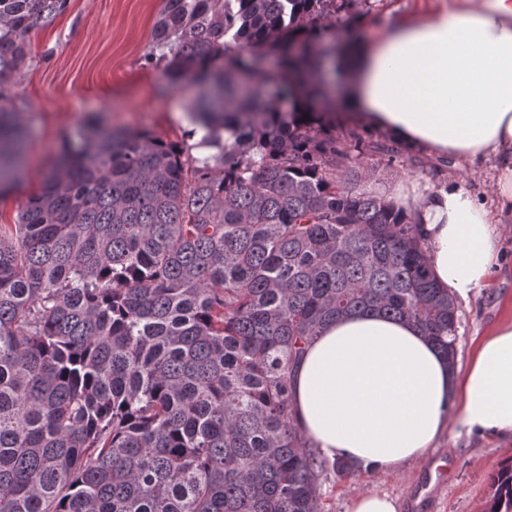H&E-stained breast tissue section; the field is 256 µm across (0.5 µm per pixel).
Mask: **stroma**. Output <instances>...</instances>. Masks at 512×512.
Here are the masks:
<instances>
[{
  "mask_svg": "<svg viewBox=\"0 0 512 512\" xmlns=\"http://www.w3.org/2000/svg\"><path fill=\"white\" fill-rule=\"evenodd\" d=\"M421 6L422 0H355L349 11L331 15L326 24L343 42L361 43L374 38L376 20ZM162 7V0H67L51 25L31 34L26 64L0 86V94L30 131L23 186L0 201V222L13 223L19 207L41 188L66 138L76 137L91 120L184 140L197 87L188 82L170 87L163 67L149 68L144 61ZM406 156V162L392 164L381 154H366L362 162L370 176L362 180V188L393 197L410 191L420 179L435 186L461 184L486 201L493 197L494 158L456 164L411 150ZM500 232V269L491 287L456 303L459 371L465 370L479 339L512 311V217ZM510 459L511 433L479 435L453 428L423 458L383 472L327 473L320 507L322 512H348L355 495L377 492L394 498L398 512H483L493 494V476ZM434 461L444 463L447 479L431 499L412 506L410 491L427 477Z\"/></svg>",
  "mask_w": 512,
  "mask_h": 512,
  "instance_id": "stroma-1",
  "label": "stroma"
}]
</instances>
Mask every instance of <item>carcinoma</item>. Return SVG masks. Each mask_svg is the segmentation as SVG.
Here are the masks:
<instances>
[{
    "label": "carcinoma",
    "instance_id": "cac0c4a2",
    "mask_svg": "<svg viewBox=\"0 0 512 512\" xmlns=\"http://www.w3.org/2000/svg\"><path fill=\"white\" fill-rule=\"evenodd\" d=\"M65 3L0 0V84ZM351 3L163 0L146 65L212 89L201 138L91 129L0 224V512H319L327 470L350 469L294 423L305 346L363 310L416 322L455 366L420 225L351 185L367 173L336 179L354 152L399 151L315 108L323 21ZM13 116L0 105V200L21 181ZM494 486L484 512H512V463Z\"/></svg>",
    "mask_w": 512,
    "mask_h": 512
}]
</instances>
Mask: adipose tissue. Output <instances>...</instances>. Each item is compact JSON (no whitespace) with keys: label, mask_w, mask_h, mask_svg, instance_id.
Segmentation results:
<instances>
[{"label":"adipose tissue","mask_w":512,"mask_h":512,"mask_svg":"<svg viewBox=\"0 0 512 512\" xmlns=\"http://www.w3.org/2000/svg\"><path fill=\"white\" fill-rule=\"evenodd\" d=\"M344 109L366 129L445 160L495 156V207L463 185L414 183L398 200L424 230L440 288L489 286L512 215V0H428L345 59ZM294 417L329 460L384 471L416 459L450 424L512 433V316L476 344L464 372L413 322L364 312L324 327L294 373Z\"/></svg>","instance_id":"ef3b65f1"}]
</instances>
